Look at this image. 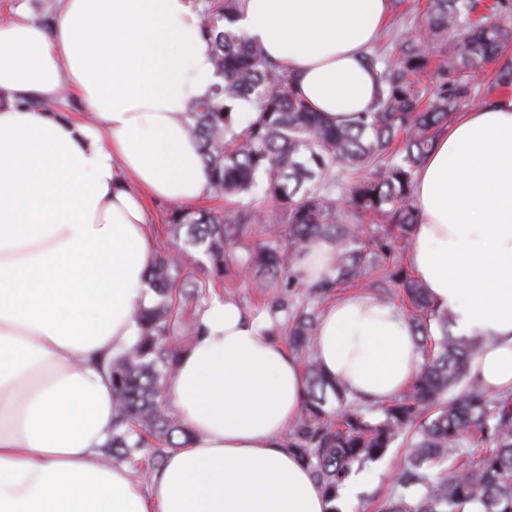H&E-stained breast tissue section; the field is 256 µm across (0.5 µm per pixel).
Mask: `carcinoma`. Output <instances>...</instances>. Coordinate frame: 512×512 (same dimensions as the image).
<instances>
[{
	"label": "carcinoma",
	"mask_w": 512,
	"mask_h": 512,
	"mask_svg": "<svg viewBox=\"0 0 512 512\" xmlns=\"http://www.w3.org/2000/svg\"><path fill=\"white\" fill-rule=\"evenodd\" d=\"M194 2L224 82L190 103L189 130L210 192L248 202L224 214L169 212L164 228L182 245L149 268L153 301L137 309L131 345L107 361L113 423L103 454L149 474L183 447L189 431L170 411L168 382L199 322L185 318V307L191 302L203 312L212 289L249 267L270 291L265 312L274 331H284L288 349L304 360L305 398L288 447L332 499L353 466L379 460L403 438L405 493L381 512H462L474 500L483 512H512V396L485 390L472 371L482 341L448 331V313L434 306L414 271L399 267L370 284L383 303L391 302V286L401 290L423 356L407 390L375 417L314 359L318 309L290 303L303 287L313 300L328 299L341 285L366 281L367 263L383 265L410 248L419 223L414 179L436 135L478 94L483 103L512 94V0H428L424 19L399 37L391 59L365 56L378 82L370 110L336 125L311 108L261 44L233 27L243 0ZM492 62L498 68L483 89L478 71ZM245 104L253 112L247 119ZM354 216L370 223L353 224ZM250 224L272 228L242 256L234 245ZM320 241L336 246L335 274L307 286L294 260ZM193 249L209 258L200 278L190 271Z\"/></svg>",
	"instance_id": "carcinoma-1"
}]
</instances>
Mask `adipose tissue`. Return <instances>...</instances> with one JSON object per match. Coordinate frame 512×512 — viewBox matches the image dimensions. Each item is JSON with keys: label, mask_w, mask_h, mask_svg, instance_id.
Returning a JSON list of instances; mask_svg holds the SVG:
<instances>
[{"label": "adipose tissue", "mask_w": 512, "mask_h": 512, "mask_svg": "<svg viewBox=\"0 0 512 512\" xmlns=\"http://www.w3.org/2000/svg\"><path fill=\"white\" fill-rule=\"evenodd\" d=\"M390 0H245L237 25L323 118L371 105L365 55ZM191 0H59L0 21V512H329L288 446L304 367L231 297L213 296L169 382L187 444L149 483L105 461L109 358L153 294L148 200L208 191L187 106L219 77ZM71 100L77 111L58 104ZM409 262L435 306L481 337L473 370L512 390V97L458 113L414 185ZM322 241L296 263L333 276ZM313 356L359 402L406 390L421 366L404 311L367 292L329 302Z\"/></svg>", "instance_id": "1"}]
</instances>
